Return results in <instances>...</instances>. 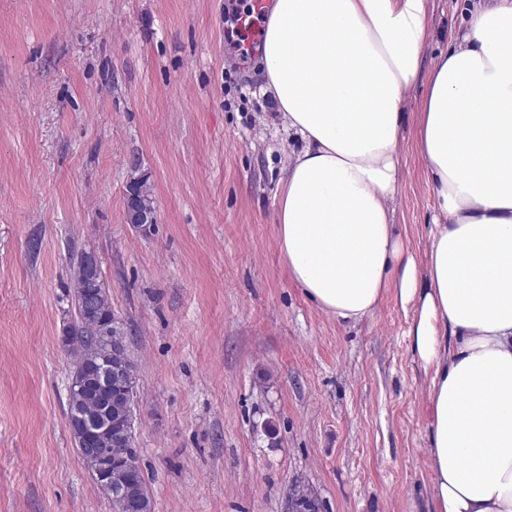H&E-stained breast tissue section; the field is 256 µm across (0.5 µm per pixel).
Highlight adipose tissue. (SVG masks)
<instances>
[{
	"label": "adipose tissue",
	"instance_id": "obj_1",
	"mask_svg": "<svg viewBox=\"0 0 512 512\" xmlns=\"http://www.w3.org/2000/svg\"><path fill=\"white\" fill-rule=\"evenodd\" d=\"M463 12L417 124L436 210L423 279L392 203L427 0H272L261 72L299 145L277 213L292 281L350 322L398 282L418 304L434 512H512V0Z\"/></svg>",
	"mask_w": 512,
	"mask_h": 512
}]
</instances>
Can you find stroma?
<instances>
[{
    "label": "stroma",
    "mask_w": 512,
    "mask_h": 512,
    "mask_svg": "<svg viewBox=\"0 0 512 512\" xmlns=\"http://www.w3.org/2000/svg\"><path fill=\"white\" fill-rule=\"evenodd\" d=\"M228 0H0V512H112L68 425L74 258L94 252L136 366L154 512H434L415 304L341 322L291 280L297 143L225 39ZM459 0H430L425 57ZM405 102L395 221L425 270L432 198ZM157 222L127 224L130 158ZM317 498L312 489L305 485L295 484L289 490L288 511L306 512L314 511Z\"/></svg>",
    "instance_id": "stroma-1"
}]
</instances>
